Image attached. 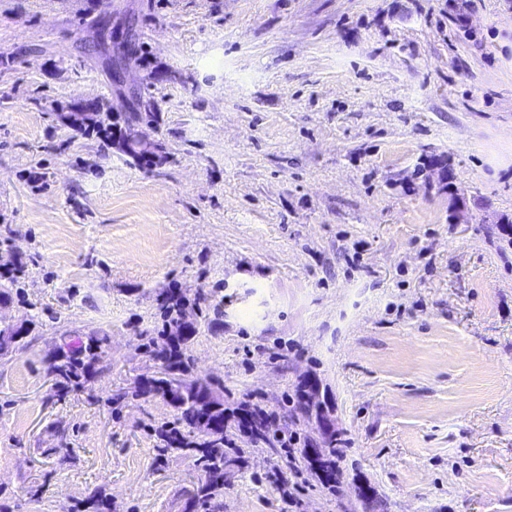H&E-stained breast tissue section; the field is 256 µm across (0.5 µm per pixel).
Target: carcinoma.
I'll use <instances>...</instances> for the list:
<instances>
[{
  "instance_id": "carcinoma-1",
  "label": "carcinoma",
  "mask_w": 512,
  "mask_h": 512,
  "mask_svg": "<svg viewBox=\"0 0 512 512\" xmlns=\"http://www.w3.org/2000/svg\"><path fill=\"white\" fill-rule=\"evenodd\" d=\"M60 118L78 132L101 125L99 114L94 112H70ZM120 151L139 165L157 166L166 160L165 148L160 143L148 148L138 142L124 143ZM202 301L206 298L200 291L192 299L179 288H166L158 294L157 310L162 327L155 336L144 334L141 344L144 353L154 362L155 372L150 377L137 379L133 390L108 398L109 403L121 405L129 398L160 396L176 410V420L161 425L155 433L162 449L191 453L202 472L196 483L182 490L183 512L190 509L219 512L224 498L225 470L246 465L244 450L236 443L240 436L246 438L251 448L288 449L286 466L290 470L301 462L314 467L305 451L309 441H304L300 448L291 447L290 439L282 437V431L272 429L273 421L266 411L258 407L226 408L223 392L216 391L212 382L188 377V350L198 334V327H193L188 334L183 333L179 316L185 306L198 307ZM31 332V327L20 325L11 332L0 333V356L25 346V338ZM106 342L107 337L97 333L84 339L66 333L60 336V342L43 359L46 375L53 381L58 396L89 389L102 371ZM307 388L305 380L295 393V411L299 412V422L303 424L312 422L310 406L304 399ZM344 444L345 440L339 436L321 442L324 461L315 471L329 490L335 488L336 479L341 475ZM85 507L91 512H111V503L100 489L91 492Z\"/></svg>"
}]
</instances>
